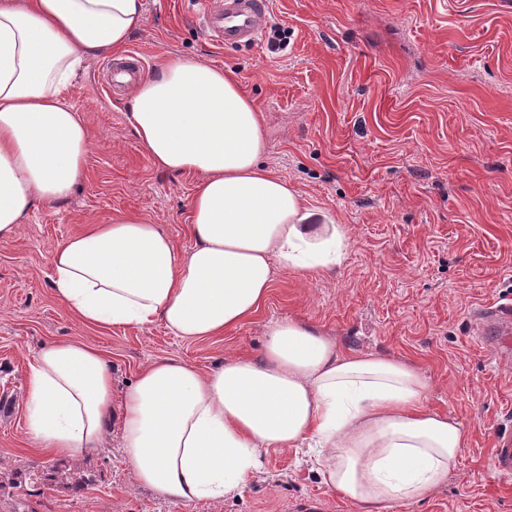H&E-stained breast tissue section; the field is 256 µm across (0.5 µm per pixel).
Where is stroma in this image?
Masks as SVG:
<instances>
[{
    "label": "stroma",
    "instance_id": "obj_1",
    "mask_svg": "<svg viewBox=\"0 0 512 512\" xmlns=\"http://www.w3.org/2000/svg\"><path fill=\"white\" fill-rule=\"evenodd\" d=\"M129 50L148 70L171 55L235 71L264 114L262 164L344 225L335 271H279L267 303L221 337L185 340L163 324L87 326L55 296L57 246L112 213L162 225L182 251L197 174L156 168L126 119L132 88L104 90L107 55L87 57L71 101L92 132L85 178L60 205H38L0 241V467L41 471L56 455L28 433V361L43 344L76 341L112 364L122 396L138 372L178 358L208 374L255 358L268 326L304 323L343 349L392 355L428 381L427 406L461 423L456 469L425 501L389 512H512V482L492 473L496 430L512 410V363L487 354L474 312L512 297V0H268L288 32L220 46L199 29L195 0H143ZM79 493L18 489L0 512H361L296 450L269 452L242 494L170 503L136 479L112 424L81 456Z\"/></svg>",
    "mask_w": 512,
    "mask_h": 512
}]
</instances>
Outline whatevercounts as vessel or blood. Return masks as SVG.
<instances>
[{
  "label": "vessel or blood",
  "instance_id": "obj_1",
  "mask_svg": "<svg viewBox=\"0 0 512 512\" xmlns=\"http://www.w3.org/2000/svg\"><path fill=\"white\" fill-rule=\"evenodd\" d=\"M201 31L223 45L256 42L268 23L266 0H209L198 16ZM141 54L132 52L126 58L112 61L107 69L113 80H131L143 68ZM483 343L497 356L512 357V301L482 305L477 313ZM494 471L500 477H512V425L498 428L493 448Z\"/></svg>",
  "mask_w": 512,
  "mask_h": 512
}]
</instances>
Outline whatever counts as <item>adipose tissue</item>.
<instances>
[{
    "label": "adipose tissue",
    "mask_w": 512,
    "mask_h": 512,
    "mask_svg": "<svg viewBox=\"0 0 512 512\" xmlns=\"http://www.w3.org/2000/svg\"><path fill=\"white\" fill-rule=\"evenodd\" d=\"M144 22L141 0H0V240L84 177L91 135L69 97L73 74L82 54L123 51ZM127 120L155 167L199 174L195 244L181 251L127 213L66 238L51 282L80 323L220 336L261 310L279 270L342 264L345 226L260 165L264 116L232 73L170 57L138 80ZM427 387L406 361L344 350L288 319L270 324L258 358L205 375L177 359L144 367L118 409L101 351L46 344L28 364L27 417L43 448L68 457L100 447L119 420L137 480L169 502L242 493L269 451L304 447L324 485L388 512L423 501L466 446L460 423L427 407Z\"/></svg>",
    "instance_id": "obj_1"
}]
</instances>
